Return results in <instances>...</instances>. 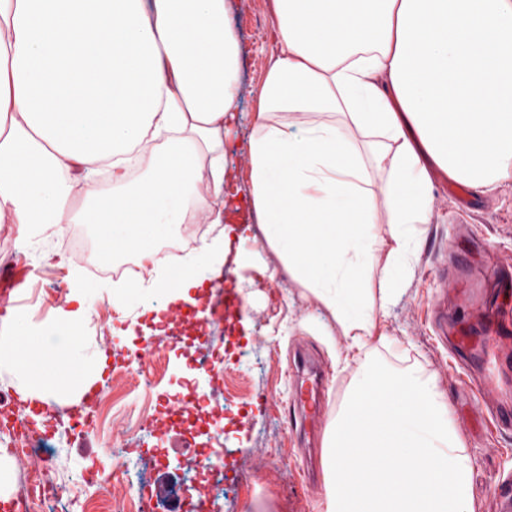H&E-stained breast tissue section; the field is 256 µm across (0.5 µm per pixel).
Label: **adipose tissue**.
Wrapping results in <instances>:
<instances>
[{
	"mask_svg": "<svg viewBox=\"0 0 512 512\" xmlns=\"http://www.w3.org/2000/svg\"><path fill=\"white\" fill-rule=\"evenodd\" d=\"M245 201L281 272L349 341L325 512H476L448 403L378 321L409 288L433 174L512 178V0H270ZM226 0H0V224L78 222L101 257L224 221L240 110ZM213 238L154 286L188 299Z\"/></svg>",
	"mask_w": 512,
	"mask_h": 512,
	"instance_id": "adipose-tissue-1",
	"label": "adipose tissue"
}]
</instances>
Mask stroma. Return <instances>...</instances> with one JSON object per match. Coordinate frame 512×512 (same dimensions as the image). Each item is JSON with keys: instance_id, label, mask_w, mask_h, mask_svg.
<instances>
[{"instance_id": "obj_1", "label": "stroma", "mask_w": 512, "mask_h": 512, "mask_svg": "<svg viewBox=\"0 0 512 512\" xmlns=\"http://www.w3.org/2000/svg\"><path fill=\"white\" fill-rule=\"evenodd\" d=\"M269 0H229L230 15L240 34V95L243 107L230 141L234 168L225 183L224 223L232 232L226 246L225 287L241 299L233 326L208 325L212 341L190 340L185 321L162 324L155 309L119 305L112 300V284L100 282L90 309L79 310L74 300L64 306L48 304L53 287L70 291L75 252L62 249L61 260L39 261L30 273L26 305L31 312L23 331H11L15 306L0 313V331H11L13 344L0 350V400L25 415L42 416L53 405L56 417L45 423L47 452L56 463L54 477L70 497L80 496L78 472L105 467L103 448L128 426H142L133 450L149 476L164 473L169 494L155 498V512H169L180 498L183 471L171 443L192 451L213 447L202 429L167 433L155 425L182 392L189 377L181 371L187 355L207 356L210 370L201 389L211 404H223L225 393L237 396L238 416L226 423L231 460L257 457L264 442L276 444L284 460L277 479L259 467L247 469L230 499L218 500L215 512H324L325 483L304 474L305 452L292 434L287 414L292 397L290 361L296 350L314 355L325 373L328 406L336 408L346 395L357 366L345 359L341 336L324 335L312 318L311 303L292 292L284 276H271L275 260L261 244L243 238L251 224L248 207L238 188L248 178L245 140L254 117L256 90L272 52ZM445 175L434 177L432 216L414 279L406 294L382 319L381 326L404 347L401 365H420L435 377L448 400L450 417L473 461L472 490L476 512H495L498 484L512 480V424H503L498 410L512 411V303L502 304L486 292L484 277L512 290V179L496 190L455 192ZM69 312L70 335L79 338L88 357L80 366L63 352L41 354L28 335L55 326L61 312ZM117 338L128 347L152 341L154 387L126 394L113 387L114 354L100 344ZM108 390L100 405L98 430L80 433L70 428L74 400L86 378Z\"/></svg>"}]
</instances>
